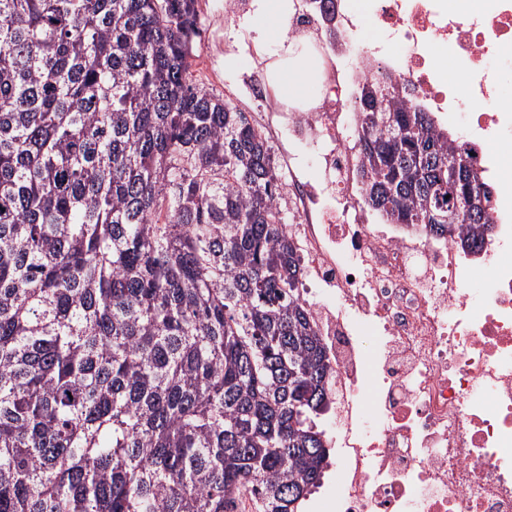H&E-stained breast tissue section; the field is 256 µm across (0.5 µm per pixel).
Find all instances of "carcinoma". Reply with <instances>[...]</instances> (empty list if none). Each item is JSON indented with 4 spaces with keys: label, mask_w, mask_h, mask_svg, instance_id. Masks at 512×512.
<instances>
[{
    "label": "carcinoma",
    "mask_w": 512,
    "mask_h": 512,
    "mask_svg": "<svg viewBox=\"0 0 512 512\" xmlns=\"http://www.w3.org/2000/svg\"><path fill=\"white\" fill-rule=\"evenodd\" d=\"M196 2L0 0V512H303L320 485L330 368L274 149L196 78ZM365 83V202L479 253L491 223H426L463 142Z\"/></svg>",
    "instance_id": "carcinoma-1"
}]
</instances>
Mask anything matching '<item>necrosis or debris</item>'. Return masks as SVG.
I'll return each mask as SVG.
<instances>
[{"label": "necrosis or debris", "mask_w": 512, "mask_h": 512, "mask_svg": "<svg viewBox=\"0 0 512 512\" xmlns=\"http://www.w3.org/2000/svg\"><path fill=\"white\" fill-rule=\"evenodd\" d=\"M374 2L383 37L361 56L346 0H294L288 37L316 58L319 101L291 110L264 74L251 82L282 145L293 215L283 230L331 367L336 490L324 512H512V0ZM376 69L451 121L488 174L497 211L478 259L371 223L350 133L356 90ZM292 142L317 158L320 179L303 177Z\"/></svg>", "instance_id": "obj_1"}]
</instances>
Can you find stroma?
I'll return each instance as SVG.
<instances>
[{"label": "stroma", "instance_id": "1", "mask_svg": "<svg viewBox=\"0 0 512 512\" xmlns=\"http://www.w3.org/2000/svg\"><path fill=\"white\" fill-rule=\"evenodd\" d=\"M225 0H198L200 35L195 43V69L202 82L220 95L231 97L243 111H260L245 75L272 73L289 55L303 54L300 43L288 42L286 22L267 23L256 11L241 17H226ZM263 41L266 55L254 57L249 45Z\"/></svg>", "mask_w": 512, "mask_h": 512}]
</instances>
